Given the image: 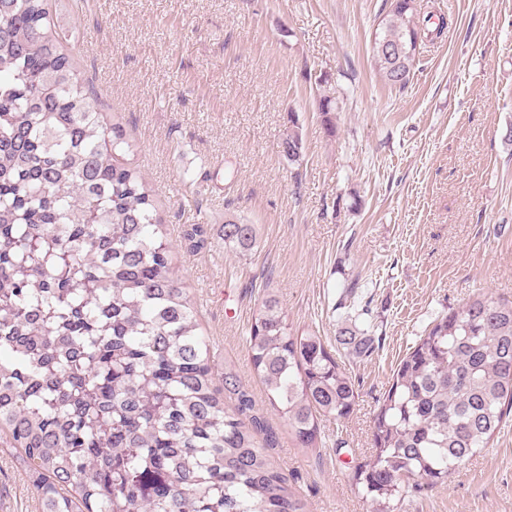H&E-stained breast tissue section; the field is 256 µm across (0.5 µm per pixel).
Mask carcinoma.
Listing matches in <instances>:
<instances>
[{
	"label": "carcinoma",
	"mask_w": 512,
	"mask_h": 512,
	"mask_svg": "<svg viewBox=\"0 0 512 512\" xmlns=\"http://www.w3.org/2000/svg\"><path fill=\"white\" fill-rule=\"evenodd\" d=\"M447 28L390 0L375 68L406 88L410 32ZM288 123L281 147L297 161L302 139ZM132 152L75 71L49 0H0V427L24 451L41 512H305L230 371L236 403L219 397L210 341ZM256 243L255 225L224 221V247ZM248 332L270 405L301 447L318 446L320 419L353 411L347 372L322 337L292 332L270 291ZM339 335L370 353V337ZM511 413L512 302L479 295L401 360L353 483L371 512H400Z\"/></svg>",
	"instance_id": "cac0c4a2"
}]
</instances>
